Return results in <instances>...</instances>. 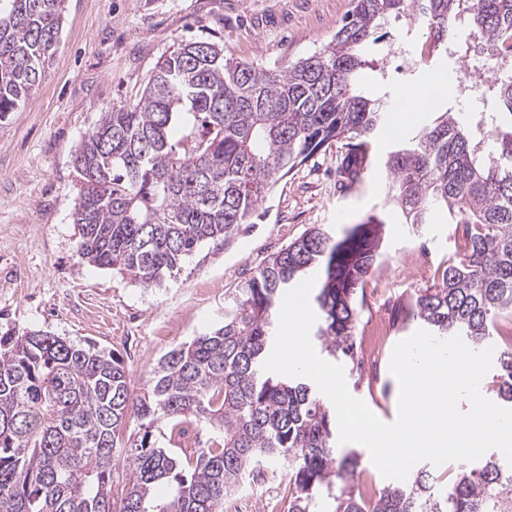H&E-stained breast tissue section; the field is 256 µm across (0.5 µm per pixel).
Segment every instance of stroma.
<instances>
[{"mask_svg": "<svg viewBox=\"0 0 512 512\" xmlns=\"http://www.w3.org/2000/svg\"><path fill=\"white\" fill-rule=\"evenodd\" d=\"M59 47L29 100L0 120V334L22 328L92 342L122 361L133 389L142 388L160 358L209 333L224 319V298L306 229L342 235L376 215L385 223L383 256L367 277L362 319L396 313L461 245L445 220L412 230L385 205V173L372 170L356 190L336 189L342 149L318 152L275 186L265 216L225 246H203L161 286L143 288L111 270L81 263L72 220L78 178L73 155L101 112L138 98L157 61L185 40L217 41L224 54L266 68L308 57L331 41L352 0H63ZM371 55L384 81L365 92L399 103L407 88L451 69L468 80L484 61L434 57L430 63ZM416 251L428 269L408 278L404 258ZM350 393L383 422L398 413L399 384L388 366L377 377L349 372ZM288 494L279 474L245 487L224 512H273Z\"/></svg>", "mask_w": 512, "mask_h": 512, "instance_id": "35a3bbf8", "label": "stroma"}]
</instances>
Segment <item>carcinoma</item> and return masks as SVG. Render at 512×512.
<instances>
[{"mask_svg":"<svg viewBox=\"0 0 512 512\" xmlns=\"http://www.w3.org/2000/svg\"><path fill=\"white\" fill-rule=\"evenodd\" d=\"M352 3L327 45L279 68L182 41L137 101L101 113L73 157L79 258L152 288L205 243H228L282 178L342 142L340 190L378 167L403 223L420 227L441 211L465 239L410 310L438 338L495 344L490 392L512 408V340L498 341V322L512 316V68L480 91L509 130L493 116L479 135L448 109L384 154L388 101L358 87L376 30L403 17L427 29L422 62L465 25L489 56L512 60V0ZM61 5L0 0V119L46 76ZM383 229L375 215L340 237L311 227L224 299L223 325L169 351L136 396L110 350L37 329L0 336V509L224 512L238 488L283 472L286 512H512V467L495 453L459 463L440 492L422 467L364 498L356 453L337 450L336 414L304 378L262 368L278 303L307 272L316 277L313 339L326 358L357 364L358 292L382 256ZM132 417L142 435L126 444ZM161 420L172 448L154 435ZM191 422L210 427L206 446L184 442ZM119 458L128 477L116 489Z\"/></svg>","mask_w":512,"mask_h":512,"instance_id":"1","label":"carcinoma"}]
</instances>
